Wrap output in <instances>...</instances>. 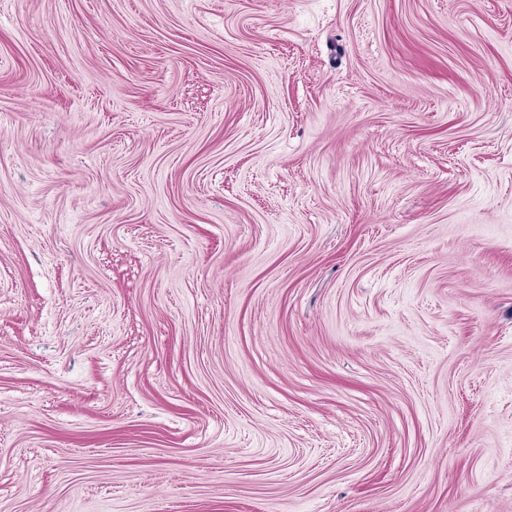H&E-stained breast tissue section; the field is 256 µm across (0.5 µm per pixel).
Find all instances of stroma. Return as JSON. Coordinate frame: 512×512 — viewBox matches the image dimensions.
I'll return each mask as SVG.
<instances>
[{"label": "stroma", "instance_id": "1", "mask_svg": "<svg viewBox=\"0 0 512 512\" xmlns=\"http://www.w3.org/2000/svg\"><path fill=\"white\" fill-rule=\"evenodd\" d=\"M0 512H512V0H0Z\"/></svg>", "mask_w": 512, "mask_h": 512}]
</instances>
